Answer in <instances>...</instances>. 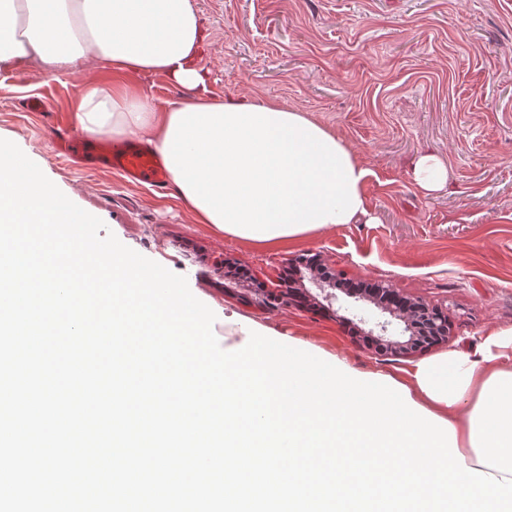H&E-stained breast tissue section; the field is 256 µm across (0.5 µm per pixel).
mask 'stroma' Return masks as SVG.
<instances>
[{
	"label": "stroma",
	"instance_id": "stroma-1",
	"mask_svg": "<svg viewBox=\"0 0 512 512\" xmlns=\"http://www.w3.org/2000/svg\"><path fill=\"white\" fill-rule=\"evenodd\" d=\"M190 2L208 33L201 65L215 98L273 99L334 130L368 170L367 216L285 250L263 248L195 222L171 194L72 167L55 153L85 85L118 84L160 108L191 100L163 74H116L93 61L58 76L33 62L0 67V138L124 245L185 276L212 307L219 343H230L244 320L358 370L400 376L407 359L377 355L353 316L370 301L330 304L306 280L299 297L271 306L224 276L233 258L275 288L288 261L304 254L345 278L447 310L450 338L425 357L512 328V0ZM31 97L44 111L20 110ZM424 151L440 154L452 173L446 189L428 195L411 177Z\"/></svg>",
	"mask_w": 512,
	"mask_h": 512
}]
</instances>
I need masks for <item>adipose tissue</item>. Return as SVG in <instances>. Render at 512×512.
I'll return each mask as SVG.
<instances>
[{"label": "adipose tissue", "mask_w": 512, "mask_h": 512, "mask_svg": "<svg viewBox=\"0 0 512 512\" xmlns=\"http://www.w3.org/2000/svg\"><path fill=\"white\" fill-rule=\"evenodd\" d=\"M207 35L190 0H0V65L34 60L52 74L92 60L162 73L194 89L157 108L147 97L84 87L72 124L86 136L137 135L163 158L174 198L225 237L285 246L367 216V171L335 133L273 100L213 99L200 61ZM416 187L448 186L447 163L420 155ZM451 423L468 467L512 480V329L474 349L413 363L401 379Z\"/></svg>", "instance_id": "adipose-tissue-1"}]
</instances>
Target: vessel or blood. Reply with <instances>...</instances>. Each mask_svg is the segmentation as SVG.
Returning a JSON list of instances; mask_svg holds the SVG:
<instances>
[{
	"instance_id": "1",
	"label": "vessel or blood",
	"mask_w": 512,
	"mask_h": 512,
	"mask_svg": "<svg viewBox=\"0 0 512 512\" xmlns=\"http://www.w3.org/2000/svg\"><path fill=\"white\" fill-rule=\"evenodd\" d=\"M58 154L72 166L94 168L121 174L132 186L147 184L163 191L168 173L160 156L140 139L131 137L122 142L109 137L86 138L70 132H60L56 140Z\"/></svg>"
}]
</instances>
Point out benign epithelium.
<instances>
[{
  "label": "benign epithelium",
  "mask_w": 512,
  "mask_h": 512,
  "mask_svg": "<svg viewBox=\"0 0 512 512\" xmlns=\"http://www.w3.org/2000/svg\"><path fill=\"white\" fill-rule=\"evenodd\" d=\"M391 317L403 322L407 337L391 334L392 320L376 321L374 328L369 330V338L381 356L404 357L449 339L448 313L437 306L415 302L413 315L404 317L393 313Z\"/></svg>",
  "instance_id": "7a95c632"
}]
</instances>
